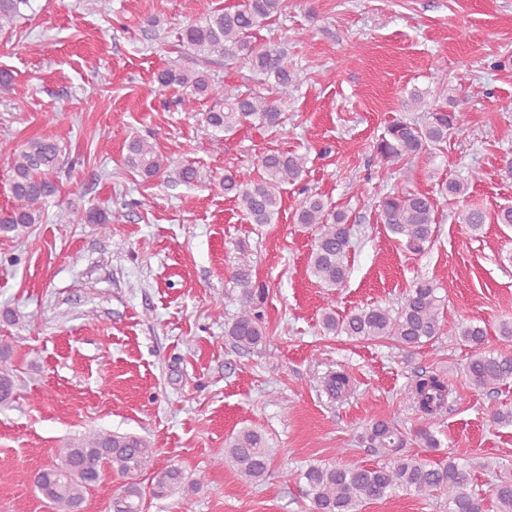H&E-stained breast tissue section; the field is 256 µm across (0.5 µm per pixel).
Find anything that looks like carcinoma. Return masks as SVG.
Here are the masks:
<instances>
[{
	"label": "carcinoma",
	"mask_w": 512,
	"mask_h": 512,
	"mask_svg": "<svg viewBox=\"0 0 512 512\" xmlns=\"http://www.w3.org/2000/svg\"><path fill=\"white\" fill-rule=\"evenodd\" d=\"M28 0H0V31L10 29L21 15ZM288 8V0H242L233 8L216 9L198 22L180 31L182 46L201 57L205 63L213 56L226 66L246 70L239 84L224 86L206 68L187 69L172 65L155 77L158 88L178 93V104L191 112L195 103L205 98L213 101L203 113L207 128L230 134L243 126L256 130L272 129L282 123L281 108L295 89V73L283 47L259 44L255 31L269 19ZM468 75L456 77L457 84L448 88L446 102L440 106L426 104L427 92L410 91L403 107L408 111L426 109L424 121L397 119L373 146L381 168L429 154L448 142V135L467 126L462 111L463 93ZM60 146L47 137L31 138L21 143L9 156L10 191L13 203L0 212V236L20 240L28 237L35 225L44 222L49 199L61 192L57 179L60 169ZM124 165L143 180L152 181L173 172L184 184H193L198 170L190 164L175 168L156 150L155 143L134 137L127 144ZM306 158L297 153L271 151L263 154L258 173L239 169L224 173V193L234 199L240 210L254 224H273L278 218L285 187L301 181ZM479 179L473 170L470 179L450 180L441 191L457 201L463 200L471 181ZM377 220L398 242L412 253L430 246L437 233L436 211L432 198L396 184L383 186L375 203ZM126 215L119 209L90 208L80 216L84 224H95L108 235L112 225L121 224ZM458 223L473 233L487 223V213L477 207L464 206L457 212ZM298 224L316 228L309 258V271L321 287L334 291L349 276L347 254L350 227L345 212L332 207L321 196L306 195L294 214ZM240 288V311L225 329L232 345L249 352L266 345L264 302L267 289L256 286L250 265L241 262L232 273ZM433 280L418 278L398 305L379 304L354 310L344 316L330 306L321 317L325 336L346 335L355 340L395 342L410 351L436 341L443 334L442 318L445 297ZM488 329L472 321L458 327L457 339L473 349L465 374L469 389L498 392L512 380V355L483 351ZM14 349L0 342V404L14 400L16 374ZM330 396L342 398L352 391L347 372L330 371L323 378ZM412 400L425 424L414 430V440L425 448L440 447L432 426L446 410L453 389L446 377L422 372L411 386ZM409 441L399 423L378 418L370 422L360 436L362 446L374 452L392 455V460L372 467L341 463L311 464L292 476L282 473L283 480L295 478L301 484L311 512H360L363 505L407 492L446 500V512H483L484 497L473 486L472 462H459L450 456L431 464L404 451ZM153 444L142 436L117 432H90L67 438L55 449V460L41 471L35 487L49 501L52 512H82L86 493L97 485L105 473L126 482L110 499L107 512H144V490L135 481L137 475L154 465ZM273 451L265 435L252 427H242L226 438L224 460L248 484L267 479ZM181 467L166 466L153 472L149 493L157 499L171 495L185 482ZM496 512H512V476L500 477L491 488Z\"/></svg>",
	"instance_id": "carcinoma-1"
}]
</instances>
